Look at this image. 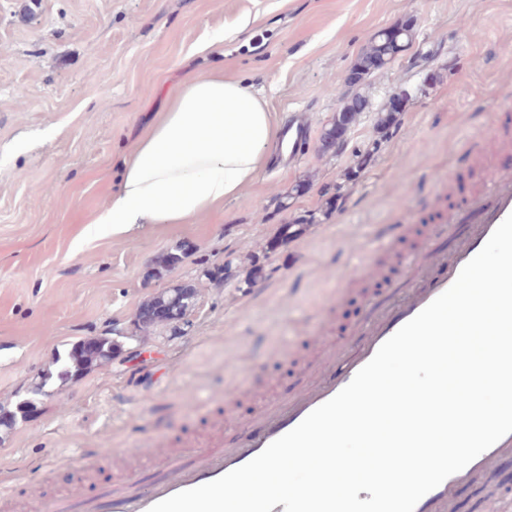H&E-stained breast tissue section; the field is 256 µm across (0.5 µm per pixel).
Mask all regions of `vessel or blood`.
I'll return each instance as SVG.
<instances>
[{
	"label": "vessel or blood",
	"instance_id": "obj_1",
	"mask_svg": "<svg viewBox=\"0 0 512 512\" xmlns=\"http://www.w3.org/2000/svg\"><path fill=\"white\" fill-rule=\"evenodd\" d=\"M308 136L304 121L289 126V157H299ZM511 214L512 163H500L488 172L480 187L449 211L447 220L428 225L426 233L417 237L415 246L402 255L399 276L390 282L384 300L374 302L370 313L349 324L344 341L332 336V312L321 315L316 330V340L321 345L319 369L295 382L282 398L264 405L221 445L186 448L161 456L159 476L148 485H141L130 473L93 494L47 498L42 512H148L167 497L216 480L246 464L345 387L388 338L453 284L462 267ZM510 462L512 434L424 495L414 512H456L462 490L470 488L480 475Z\"/></svg>",
	"mask_w": 512,
	"mask_h": 512
}]
</instances>
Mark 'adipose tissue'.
Instances as JSON below:
<instances>
[{
	"instance_id": "obj_1",
	"label": "adipose tissue",
	"mask_w": 512,
	"mask_h": 512,
	"mask_svg": "<svg viewBox=\"0 0 512 512\" xmlns=\"http://www.w3.org/2000/svg\"><path fill=\"white\" fill-rule=\"evenodd\" d=\"M282 122L242 81L187 80L121 165L109 204L93 219L123 237L153 224H190L268 166Z\"/></svg>"
}]
</instances>
